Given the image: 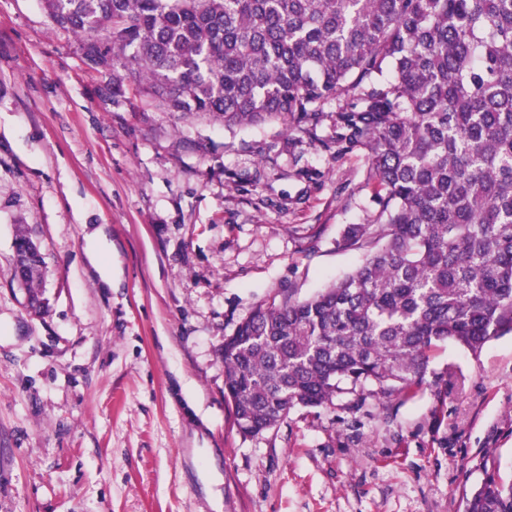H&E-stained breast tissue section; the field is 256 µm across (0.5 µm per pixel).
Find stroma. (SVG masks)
Wrapping results in <instances>:
<instances>
[{"instance_id": "stroma-1", "label": "stroma", "mask_w": 512, "mask_h": 512, "mask_svg": "<svg viewBox=\"0 0 512 512\" xmlns=\"http://www.w3.org/2000/svg\"><path fill=\"white\" fill-rule=\"evenodd\" d=\"M105 79L41 0H0V512H208L183 449L224 450L227 512H464L512 482V335L430 353L407 395H337L239 433L224 339L262 302L309 297L365 256L362 151L332 160L282 120L233 128L104 103ZM49 312L12 281L19 225ZM104 225L113 285L86 258Z\"/></svg>"}]
</instances>
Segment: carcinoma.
<instances>
[{"label": "carcinoma", "mask_w": 512, "mask_h": 512, "mask_svg": "<svg viewBox=\"0 0 512 512\" xmlns=\"http://www.w3.org/2000/svg\"><path fill=\"white\" fill-rule=\"evenodd\" d=\"M84 59L158 112L231 128L271 119L336 155L364 152L374 223L340 245L364 262L316 295L258 305L224 338V399L244 435L297 406L408 393L449 340L478 355L512 333V0H43ZM336 102V111L324 107ZM46 266L13 280L47 312ZM465 512H512L487 478Z\"/></svg>", "instance_id": "1"}]
</instances>
